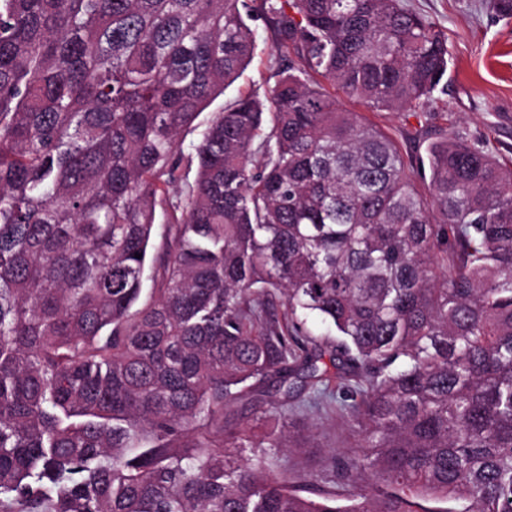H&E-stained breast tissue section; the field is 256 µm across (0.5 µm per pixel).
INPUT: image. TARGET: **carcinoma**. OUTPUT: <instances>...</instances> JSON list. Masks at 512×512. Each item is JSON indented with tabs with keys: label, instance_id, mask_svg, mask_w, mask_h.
<instances>
[{
	"label": "carcinoma",
	"instance_id": "1",
	"mask_svg": "<svg viewBox=\"0 0 512 512\" xmlns=\"http://www.w3.org/2000/svg\"><path fill=\"white\" fill-rule=\"evenodd\" d=\"M255 11L280 79L196 125ZM448 64L401 0H0V512H512V165L445 129L424 196L309 79L402 112ZM332 369L365 383L342 403L362 453L333 460L381 480L346 505L224 422Z\"/></svg>",
	"mask_w": 512,
	"mask_h": 512
}]
</instances>
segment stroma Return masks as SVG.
Wrapping results in <instances>:
<instances>
[{"label":"stroma","mask_w":512,"mask_h":512,"mask_svg":"<svg viewBox=\"0 0 512 512\" xmlns=\"http://www.w3.org/2000/svg\"><path fill=\"white\" fill-rule=\"evenodd\" d=\"M441 28L448 37L450 62L448 81L413 112H388L367 108L350 100L333 84L325 89L344 109L360 113L364 120L390 135L398 144L419 191L428 182L417 175L418 164L441 130L448 129L470 143L485 145L503 161L512 160V19L499 17L492 0H402ZM253 59L243 75L218 97L198 120L222 111L238 95H260L278 79L279 56L275 51L273 26L265 17H255ZM245 398L229 409L226 418L247 425L258 435L284 437L287 447L276 449L272 467L293 483L305 482L346 503L360 486V479H346L331 463L332 455L355 452L354 429L335 404L308 403L304 395L288 402L287 413H279L267 393Z\"/></svg>","instance_id":"stroma-1"}]
</instances>
